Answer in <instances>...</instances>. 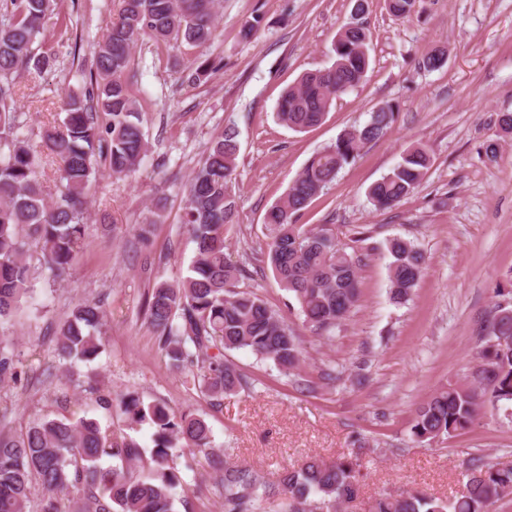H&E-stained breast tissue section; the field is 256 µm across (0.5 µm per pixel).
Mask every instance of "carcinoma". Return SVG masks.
I'll return each mask as SVG.
<instances>
[{"mask_svg": "<svg viewBox=\"0 0 512 512\" xmlns=\"http://www.w3.org/2000/svg\"><path fill=\"white\" fill-rule=\"evenodd\" d=\"M217 0H121L118 14L94 46L81 91L68 95L64 116L46 126L41 146L57 162L58 192L47 201L37 169L38 146L19 132L14 81L24 73L51 69L56 57L36 52L34 43L54 0H0V318L9 316L31 291L28 244L40 245L42 262L60 277L75 263L84 235L86 195L105 159L114 177H130L141 167L147 141L126 73L134 46L148 36L193 46L215 37ZM336 59L308 72L286 89L276 118L294 131L319 125L333 101L356 87L369 67L367 37L357 23L344 26L334 43ZM108 117L105 127L98 116ZM390 104L370 112L363 125L345 128L336 142L315 154L285 196L264 215L266 251L281 285L294 298L304 322L323 336L336 328L359 302L361 259L336 238L329 224L293 223L314 197L355 159L364 145L388 132L395 121ZM237 143L225 131L211 145L188 185L184 226L195 244L188 275L177 284L156 282L145 301V316L171 365L186 370L206 398L219 400L247 384L227 358L246 349L270 359L285 374L301 366L299 336L284 317L249 289L238 288L245 269L226 255L227 234L236 223L238 201L232 189ZM425 148L408 150L392 172L375 182L368 196L377 208H390L420 184L429 168ZM390 288L398 303L408 300L423 270L424 256L402 237L386 243ZM105 312L93 302L74 306L57 333L59 357L89 361L100 352ZM512 308L497 302L479 338L477 355L461 381L435 391L418 407L410 426L417 442L455 436L481 418L486 405L512 421ZM125 419L154 428L150 455L133 441L112 439L97 423L43 417L24 430H0V512H60L59 500L72 487L86 496L70 512H175L180 478L174 457L188 448L211 447L206 421L162 403L128 395L120 401ZM112 456L121 465L104 468ZM218 485L224 512H336L357 497L359 470L346 458H310L285 471L276 483L247 467L227 466L218 456ZM462 490L442 499L419 493L382 495L371 512H493L512 496V467L474 459Z\"/></svg>", "mask_w": 512, "mask_h": 512, "instance_id": "obj_1", "label": "carcinoma"}]
</instances>
